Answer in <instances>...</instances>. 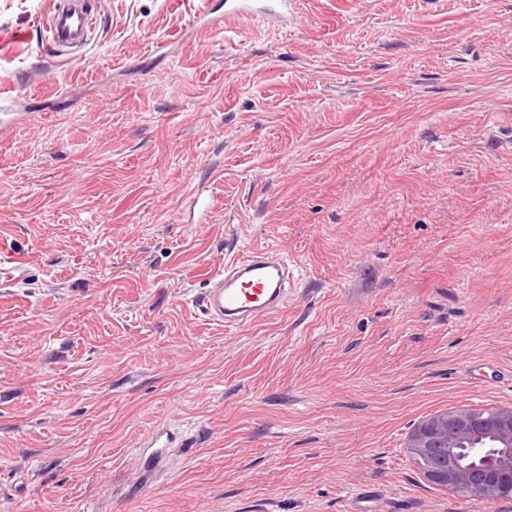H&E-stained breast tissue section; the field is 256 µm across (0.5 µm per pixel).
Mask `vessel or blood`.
<instances>
[{"mask_svg":"<svg viewBox=\"0 0 512 512\" xmlns=\"http://www.w3.org/2000/svg\"><path fill=\"white\" fill-rule=\"evenodd\" d=\"M91 26L92 18L82 0H53V42L84 40ZM295 284V273L279 249L267 248L226 261L223 269L208 279L197 303L209 320L240 327L277 311Z\"/></svg>","mask_w":512,"mask_h":512,"instance_id":"1","label":"vessel or blood"}]
</instances>
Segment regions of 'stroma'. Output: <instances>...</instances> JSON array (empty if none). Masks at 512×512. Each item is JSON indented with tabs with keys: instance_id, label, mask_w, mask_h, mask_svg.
Segmentation results:
<instances>
[{
	"instance_id": "1",
	"label": "stroma",
	"mask_w": 512,
	"mask_h": 512,
	"mask_svg": "<svg viewBox=\"0 0 512 512\" xmlns=\"http://www.w3.org/2000/svg\"><path fill=\"white\" fill-rule=\"evenodd\" d=\"M50 2L0 0V512H512L409 448L512 406V0H90L72 56ZM271 246L279 311L194 307Z\"/></svg>"
}]
</instances>
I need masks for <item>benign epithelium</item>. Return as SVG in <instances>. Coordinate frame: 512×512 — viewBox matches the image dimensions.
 Segmentation results:
<instances>
[{"instance_id": "benign-epithelium-1", "label": "benign epithelium", "mask_w": 512, "mask_h": 512, "mask_svg": "<svg viewBox=\"0 0 512 512\" xmlns=\"http://www.w3.org/2000/svg\"><path fill=\"white\" fill-rule=\"evenodd\" d=\"M410 448L437 485L470 498L512 496V406L435 414L414 429Z\"/></svg>"}]
</instances>
